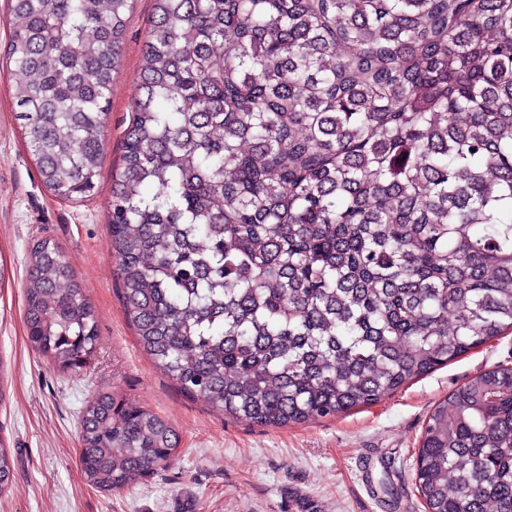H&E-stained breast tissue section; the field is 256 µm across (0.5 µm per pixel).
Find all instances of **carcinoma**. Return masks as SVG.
<instances>
[{"instance_id": "1", "label": "carcinoma", "mask_w": 512, "mask_h": 512, "mask_svg": "<svg viewBox=\"0 0 512 512\" xmlns=\"http://www.w3.org/2000/svg\"><path fill=\"white\" fill-rule=\"evenodd\" d=\"M130 0H8L7 61L45 187L100 190ZM108 188L139 344L185 393L259 426L374 404L512 330V0H154ZM32 349L63 372L96 316L49 240L28 254ZM86 483L172 465L175 428L85 407ZM427 512H512V366L423 428ZM14 487L0 441V494Z\"/></svg>"}]
</instances>
